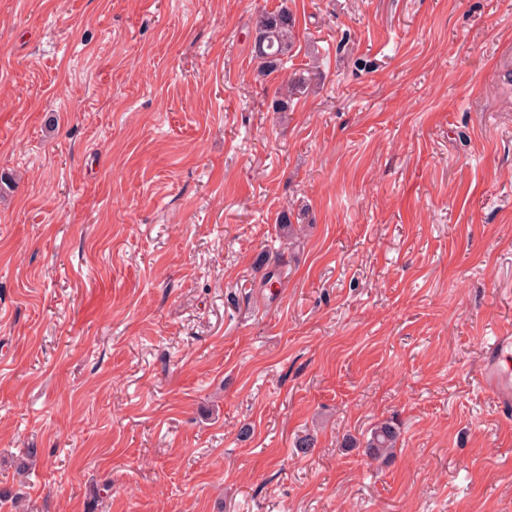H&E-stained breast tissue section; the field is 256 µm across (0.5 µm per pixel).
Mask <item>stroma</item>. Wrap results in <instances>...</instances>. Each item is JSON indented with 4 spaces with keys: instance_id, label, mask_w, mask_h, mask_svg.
I'll return each mask as SVG.
<instances>
[{
    "instance_id": "1",
    "label": "stroma",
    "mask_w": 512,
    "mask_h": 512,
    "mask_svg": "<svg viewBox=\"0 0 512 512\" xmlns=\"http://www.w3.org/2000/svg\"><path fill=\"white\" fill-rule=\"evenodd\" d=\"M504 326L512 0H0V491L29 512H512L477 383ZM387 420L390 462L346 447ZM252 51L258 60V75L267 77L283 70L295 38V18L287 7L263 12L254 20ZM310 78L304 74L294 75L286 81L273 101L274 111L286 112L290 110L293 99L305 94L310 87Z\"/></svg>"
}]
</instances>
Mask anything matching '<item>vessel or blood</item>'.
<instances>
[{
    "label": "vessel or blood",
    "mask_w": 512,
    "mask_h": 512,
    "mask_svg": "<svg viewBox=\"0 0 512 512\" xmlns=\"http://www.w3.org/2000/svg\"><path fill=\"white\" fill-rule=\"evenodd\" d=\"M479 386L504 409L512 408V329L498 328L484 340Z\"/></svg>",
    "instance_id": "1"
}]
</instances>
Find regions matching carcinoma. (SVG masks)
I'll list each match as a JSON object with an SVG mask.
<instances>
[{
    "instance_id": "1",
    "label": "carcinoma",
    "mask_w": 512,
    "mask_h": 512,
    "mask_svg": "<svg viewBox=\"0 0 512 512\" xmlns=\"http://www.w3.org/2000/svg\"><path fill=\"white\" fill-rule=\"evenodd\" d=\"M252 51L258 60V75L267 77L283 70L295 38V18L286 7L273 12H263L254 20ZM310 87V78L304 74L294 75L286 81L273 101L276 112L290 110L293 99L305 94ZM400 438V429L392 421H384L371 430L364 453L373 460L387 462L393 458Z\"/></svg>"
}]
</instances>
